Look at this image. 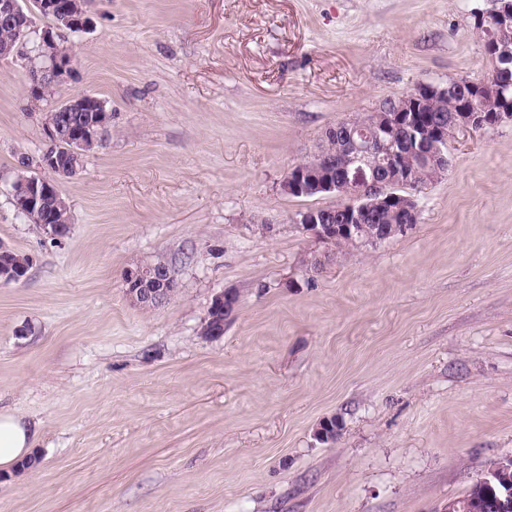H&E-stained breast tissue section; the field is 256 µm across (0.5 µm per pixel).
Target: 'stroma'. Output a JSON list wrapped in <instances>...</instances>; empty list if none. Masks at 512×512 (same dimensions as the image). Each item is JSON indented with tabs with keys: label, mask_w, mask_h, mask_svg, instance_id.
I'll return each instance as SVG.
<instances>
[{
	"label": "stroma",
	"mask_w": 512,
	"mask_h": 512,
	"mask_svg": "<svg viewBox=\"0 0 512 512\" xmlns=\"http://www.w3.org/2000/svg\"><path fill=\"white\" fill-rule=\"evenodd\" d=\"M493 0H87L75 72L32 108L0 58V408L36 468L0 512H444L512 457V123L460 133L406 235L326 262L280 185L330 127L417 85L482 80ZM112 123L57 187L69 236L17 216L8 185L66 99ZM164 260L176 296L132 303ZM234 320L201 336L214 297ZM339 417L336 439H316ZM166 276H169V267L164 261L139 264L129 268L125 272L123 279L126 295L135 303L155 302L160 307L167 303L169 298L171 300L177 291L175 279L172 277L165 281ZM150 281L166 282L172 288L167 290L165 284L164 288H162V285H160V288H139L142 284Z\"/></svg>",
	"instance_id": "35a3bbf8"
}]
</instances>
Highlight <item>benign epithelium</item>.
Masks as SVG:
<instances>
[{
    "label": "benign epithelium",
    "mask_w": 512,
    "mask_h": 512,
    "mask_svg": "<svg viewBox=\"0 0 512 512\" xmlns=\"http://www.w3.org/2000/svg\"><path fill=\"white\" fill-rule=\"evenodd\" d=\"M85 3L86 0H66L65 4L60 5L57 0H32L35 10L49 15L53 25L44 28L38 34L37 44L29 49L27 36L32 26L30 17L21 8L19 0H0V23L14 28L18 38L17 50L25 55L32 52L34 58L43 61V65L35 68L30 75V94L40 93L47 80L65 81L74 70V58L62 56L58 52L57 41L62 35H79L93 27ZM468 85L472 91L470 101L451 117L455 131L493 129L504 122L512 121V101L504 102L497 112L489 115L473 102V99L479 97V91L485 82L470 81ZM436 90L435 86L423 84L398 99L387 100L374 111L375 122L369 125L355 120H343L336 124L335 129L342 128L351 135H357L353 140L351 167L347 168L342 185H336V180L331 178L325 162L317 154L302 166L290 170L280 185L281 192L289 196L318 192L334 195L338 189L347 193L348 201L342 210V219L345 220L343 230L346 234L352 233L353 225L361 224L373 213L392 206L417 215L418 209L413 207L416 198L398 194L396 190L407 184L405 172L415 158L436 166H448V124L442 121L432 124L418 142L404 141L401 150L386 142L381 132L395 124L405 128L414 127L411 113L416 111L424 95ZM53 111L91 112L93 117L80 125L79 130L70 137L69 154L72 159L67 165H60L56 153L52 151V145L57 142L58 136V131L52 128L47 129V147L42 149L36 162L39 173L29 175V164L19 163L13 182L16 184V213L20 216H26L41 207L44 186L53 181L54 177L78 171L77 163L81 162L90 148L101 142L112 122V112L106 109L105 104L101 102L92 106L85 94L65 100L55 106ZM373 153L381 156V177L367 173L362 166L364 157ZM296 223L306 225L308 233L320 242L336 234L335 221L315 210L302 212L296 218ZM168 275L169 267L163 261L129 268L123 279L126 295L135 303L154 302L160 307L167 303L171 292L165 288H144L142 284L150 281L162 282ZM214 302L224 308V321L234 318L236 301L233 291L219 293ZM510 470L512 458L500 460L479 479V485L488 486L492 479L504 480Z\"/></svg>",
    "instance_id": "obj_1"
}]
</instances>
